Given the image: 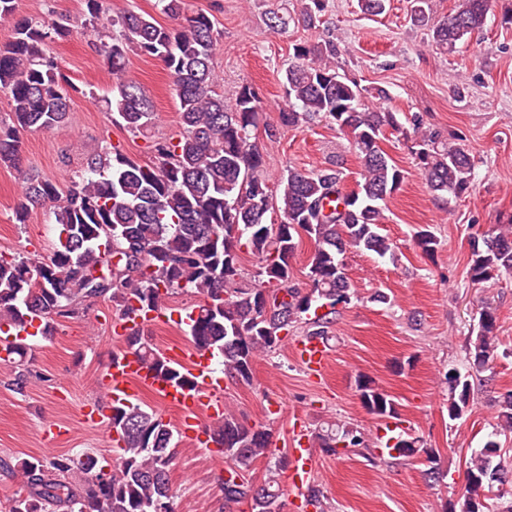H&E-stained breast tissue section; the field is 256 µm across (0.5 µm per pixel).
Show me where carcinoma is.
I'll list each match as a JSON object with an SVG mask.
<instances>
[{"label":"carcinoma","instance_id":"1","mask_svg":"<svg viewBox=\"0 0 512 512\" xmlns=\"http://www.w3.org/2000/svg\"><path fill=\"white\" fill-rule=\"evenodd\" d=\"M323 0H309L290 15L281 8L266 12L267 25L282 32L292 24L308 29L319 20ZM492 0H460L458 8L432 26L435 46L453 52L484 25ZM160 10L184 18L176 28L160 25L149 14L127 11L112 25L120 35L99 39V53L121 68L127 50L161 60L172 77L179 101V139L153 145L155 161L141 165L117 148L87 160L86 174L66 192L38 176H24L23 201L15 210L24 224L32 210L56 204L58 242L43 259L0 254V327L14 331L0 348V361L14 369L12 386L21 391L33 377L29 352L20 333L41 322L52 336L57 318L75 314L86 298L112 299L118 318L130 324L123 352L159 368L160 351L143 337L147 315L164 307L178 292L200 300L180 320L193 347L222 359L224 374L251 382L253 363L276 350L290 329L306 327L305 337L328 340L330 315L348 304L355 289L344 256L351 249L380 258L395 245L382 233L387 200L400 188L405 172L382 148L387 133L412 142L411 153L434 192L459 198L472 187L474 164L456 138H444L414 119L404 127L397 113L380 105L385 89L363 88L336 70L339 48L333 41L293 44L283 75L288 111L282 125L296 127L325 118L345 135L361 163L357 189L343 191V172L288 167L271 183L265 158L256 144L260 98L240 86L227 102L217 90L213 56L219 32L204 13L184 15L183 0H158ZM15 0H0V19L14 20V37L0 45V92L12 102L13 122L0 127V164L21 168L18 133L53 130L68 124L71 97L60 83L59 62L45 53L49 42L64 40L70 29L53 19H14ZM125 126L148 130L155 112L136 85L121 83L110 102ZM313 241L307 277L310 288L292 284V259L302 236ZM416 246L432 255L439 241L429 230L415 236ZM469 278L487 283L512 273V216L472 237ZM258 258L253 279L242 275L241 253ZM107 274L97 275L100 269ZM497 317L484 306L469 355L476 373L491 369L497 358ZM448 418L469 409V376L445 374ZM364 406L379 418L396 414L390 396L361 379ZM501 423L484 446L465 461L460 512H496L489 493H507L512 464H505L498 437L512 433V390L500 395ZM120 452L116 465H101L89 453L60 455L50 461L23 459L0 467L13 474L19 489L6 512H167L174 503L170 469L179 433L170 422L139 404L112 408L109 419ZM212 442L226 463L220 484L226 503L250 504L252 512H282L280 474L284 454L260 484L248 478L252 464L271 452L270 434L227 413L210 427ZM330 454L339 449L369 448L365 433L331 424L316 435ZM401 456L416 452L407 432L395 438Z\"/></svg>","mask_w":512,"mask_h":512}]
</instances>
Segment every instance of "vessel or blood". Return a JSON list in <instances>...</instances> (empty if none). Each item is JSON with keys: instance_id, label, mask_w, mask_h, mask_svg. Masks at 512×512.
<instances>
[{"instance_id": "vessel-or-blood-1", "label": "vessel or blood", "mask_w": 512, "mask_h": 512, "mask_svg": "<svg viewBox=\"0 0 512 512\" xmlns=\"http://www.w3.org/2000/svg\"><path fill=\"white\" fill-rule=\"evenodd\" d=\"M293 352L310 375H324L330 359L326 342L301 340ZM167 362L172 369L182 372V380L167 378L133 355L114 356L97 377V399L80 411L81 424L104 425L113 407L131 402L142 388L151 390L162 404L179 412L182 433L190 432L198 414L220 419L224 414V378L215 372L212 357L199 350L175 349ZM288 453V488L298 495L309 485L315 468L310 438L302 420H295L292 425Z\"/></svg>"}]
</instances>
